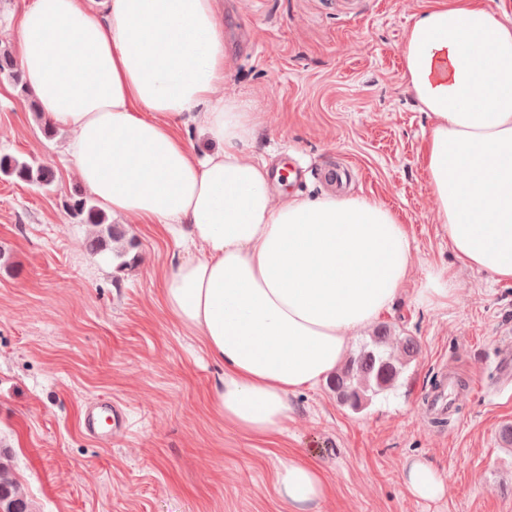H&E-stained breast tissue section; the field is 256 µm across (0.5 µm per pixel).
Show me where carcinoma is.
I'll return each instance as SVG.
<instances>
[{
    "mask_svg": "<svg viewBox=\"0 0 512 512\" xmlns=\"http://www.w3.org/2000/svg\"><path fill=\"white\" fill-rule=\"evenodd\" d=\"M0 78L11 83L19 91L22 101L32 111H37L23 73L12 52L7 48L0 49ZM0 176L40 189H48L56 181L54 171L47 166L34 160H21L10 154L0 155ZM68 206L75 215L81 217L82 222L96 227V234L90 244L91 252L102 253L108 250L111 244L124 239L125 231L119 225L109 222L106 213L82 191L76 190L71 193ZM134 247L135 242L131 240L128 245L112 250L113 258L118 260V268L125 269L134 265L136 258L129 257L130 249ZM416 350L414 341L409 340L405 343L402 353H394L388 347L387 332L379 330L370 336V340L357 352L350 355L340 369L328 377L327 384L341 401L357 410L365 400L393 386L402 370L411 362ZM0 494L8 496L11 501L17 500L23 505L26 504L15 482L1 467Z\"/></svg>",
    "mask_w": 512,
    "mask_h": 512,
    "instance_id": "cac0c4a2",
    "label": "carcinoma"
}]
</instances>
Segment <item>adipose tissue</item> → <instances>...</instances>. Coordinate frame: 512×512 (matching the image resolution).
Listing matches in <instances>:
<instances>
[{
    "instance_id": "adipose-tissue-1",
    "label": "adipose tissue",
    "mask_w": 512,
    "mask_h": 512,
    "mask_svg": "<svg viewBox=\"0 0 512 512\" xmlns=\"http://www.w3.org/2000/svg\"><path fill=\"white\" fill-rule=\"evenodd\" d=\"M17 62L41 112L69 134L66 153L113 223L172 236L188 225L159 298L222 368L210 402L225 426L268 442L290 397L315 387L399 296L411 265L405 225L366 197L277 203L256 118L227 99L218 0H26ZM409 89L430 119L422 165L438 216L466 266L512 281V18L486 0H432L402 47ZM193 125L209 144L180 133ZM416 498L444 497L421 458L404 467ZM290 512L328 493L320 469L280 462Z\"/></svg>"
}]
</instances>
